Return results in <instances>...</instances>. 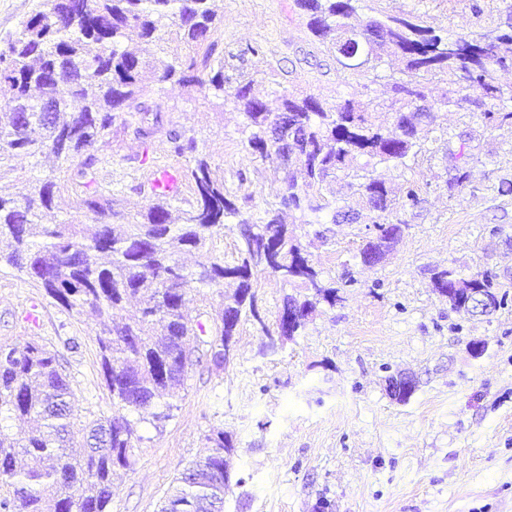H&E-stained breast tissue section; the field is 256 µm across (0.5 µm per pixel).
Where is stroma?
I'll list each match as a JSON object with an SVG mask.
<instances>
[{"instance_id": "stroma-1", "label": "stroma", "mask_w": 512, "mask_h": 512, "mask_svg": "<svg viewBox=\"0 0 512 512\" xmlns=\"http://www.w3.org/2000/svg\"><path fill=\"white\" fill-rule=\"evenodd\" d=\"M481 6L476 14L471 0H363L357 17L412 12L452 37L512 24V0ZM212 7L224 20L214 38L226 53L228 86L254 77L273 107L283 91L331 104L353 98L392 122L386 107L398 62L342 72L296 0H214ZM432 86L458 103L436 109L422 150L403 166L356 162L360 174L414 186L417 203L375 216L341 176L323 189L324 209L286 215L341 301L320 306L275 351L260 324L242 322L223 368L195 365L170 419L139 423L136 463L114 472L109 512H159L174 478L205 453L216 429L235 445L224 512H512V124H489L459 100L453 77ZM154 96L209 156L226 190L243 198V210L257 214L276 202L279 178L271 162L248 154L246 119L232 100L177 84ZM95 155L104 194L130 219L149 202L141 184L158 170L188 167L164 135L145 142L118 127ZM461 167L469 177L458 184ZM338 210L358 218L333 223ZM377 217L406 230L383 262L367 267L359 249ZM448 268L463 278L496 274V311L452 310L432 284L433 272ZM97 332L93 315L63 309L37 282L0 266V343L33 339L58 351L81 425L119 410L104 384ZM477 341L486 348L475 357ZM402 372L416 383L405 402L387 388Z\"/></svg>"}]
</instances>
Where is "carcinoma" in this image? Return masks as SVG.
I'll list each match as a JSON object with an SVG mask.
<instances>
[{
	"mask_svg": "<svg viewBox=\"0 0 512 512\" xmlns=\"http://www.w3.org/2000/svg\"><path fill=\"white\" fill-rule=\"evenodd\" d=\"M308 26L344 72L376 68L382 56L394 55L404 68L391 83V125L376 123L361 104L345 99L328 104L309 94H284L270 111L254 80L233 89L243 112L249 153L276 163L282 192L263 215H245L224 188V178L210 159L198 153L193 138L165 123L153 97L154 87L171 82L198 87L218 99L227 93L224 58L217 53L214 31L221 20L210 0H42L20 28L0 44V85L11 96L0 103V182L14 191L0 192V263L37 281L67 311L90 310L99 320L95 336L104 382L121 409L148 411L152 421L171 417L166 399L178 396L194 363L188 338L205 333L185 311V299L196 285L222 294L205 343L206 360L224 364V340L257 307L254 272H269L302 292L283 299L281 311H299L292 335L303 330L319 305H336L338 289L324 283L302 246L296 227L282 222L283 209L305 213L324 208L321 190L340 173L358 179L357 190L384 213L392 189L377 177L353 170L359 156L383 164H405L431 132L436 106L455 104L450 97L429 96L426 83L452 74L482 98L472 101L490 122L512 121V88L495 81L494 71L511 60L499 52L512 43V27L491 35L450 38L423 24L414 14L375 15L365 37L350 41L347 19L360 0H296ZM52 101V111H41ZM286 118L294 143L272 141L268 129ZM119 124L142 141L166 131L171 152L189 158L186 177L193 197L173 210L167 196L150 187L151 200L141 216L117 234L112 219L123 218L96 178L95 148ZM47 152L58 172L21 180L14 161L21 155ZM77 166H72V163ZM300 166L303 183L292 168ZM73 204L94 215L95 231L83 225L49 224L47 216L66 185ZM248 227L238 243L240 263L226 266L208 255L207 245L224 225ZM376 236L359 255L362 263L378 262L404 224L376 223ZM195 251L201 260L189 270L179 254ZM233 288L224 294V285ZM434 289L450 308L467 314V288L495 291V276L463 279L452 269L434 273ZM138 310L120 320L126 304ZM35 418L36 434L6 432L7 419ZM70 385L59 355L32 340L21 346L0 344V512H107L115 469L134 465L135 422L124 414L89 426L82 440L73 436ZM207 453L181 476L162 512H214L224 503V453L234 450L224 431L206 435Z\"/></svg>",
	"mask_w": 512,
	"mask_h": 512,
	"instance_id": "obj_1",
	"label": "carcinoma"
}]
</instances>
